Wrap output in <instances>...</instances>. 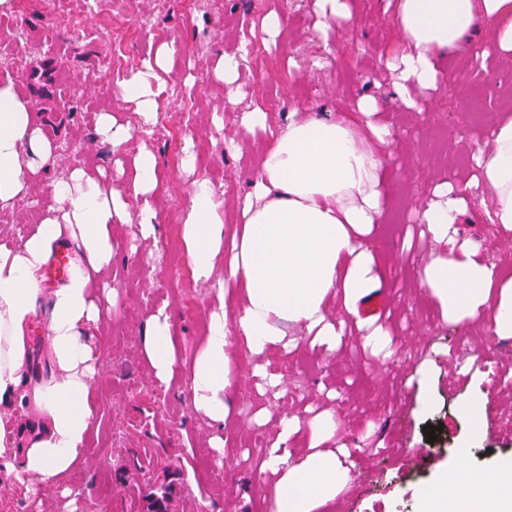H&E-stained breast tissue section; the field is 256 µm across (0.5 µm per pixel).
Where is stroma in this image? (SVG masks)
Masks as SVG:
<instances>
[{
  "mask_svg": "<svg viewBox=\"0 0 512 512\" xmlns=\"http://www.w3.org/2000/svg\"><path fill=\"white\" fill-rule=\"evenodd\" d=\"M388 0H354L353 28L334 26L328 39L315 36L313 0H32L10 27L0 28V77L21 85L37 104L45 134L60 161L40 176L33 196L0 211V241L18 240L41 223L40 204L49 182L75 167L119 177L122 156L94 140L99 113L111 109L134 127L129 152L146 148L156 159L166 189L155 205L156 238H142L138 224L118 225L124 250L106 278L115 290L102 305L98 374L94 384L97 429L82 463L58 486L29 494L13 474L19 460L0 458V512H142L144 498L161 474L177 488L178 512L205 502L210 512H259L266 505L265 474L253 464L270 448L280 416L310 421L336 412L334 436L299 430L298 457L326 449L345 465L360 466L359 484L347 485L319 512H419L422 495L442 474L460 466L491 474L501 457L512 456V335L491 336L484 348L471 337L483 323L446 318L420 288L417 275L435 252L416 213L440 180L465 181L472 152L512 114V60L491 57L487 70L466 56L443 63L445 82L404 107L384 57L393 33ZM271 13L286 26L276 41H264L261 25ZM175 47L174 79L155 121L140 126L120 83L154 55L161 43ZM249 54L231 84L216 80L219 55ZM381 101L382 119L402 140L391 158L395 171L384 223L369 241L390 270L389 306L378 323L389 333L380 350L365 345L353 319L340 308L330 317L342 334L335 351L311 346L288 328V350L253 355L244 340L232 345L236 387L224 426L198 415L185 392L186 368L201 347L216 280L186 281L191 265L182 226L190 207L194 174L209 178L224 203L227 230L252 192L258 159L282 133L292 111L315 105L327 112L351 110L357 98ZM262 107L267 131L242 136L244 111ZM199 156L197 173L182 167L186 143ZM489 203L473 193V209L460 224L461 238L477 241L498 256L501 231L487 218ZM173 314L177 369L159 381L142 356L145 321L159 309ZM460 362L449 387L443 362ZM265 375H256V367ZM480 403L484 428L474 432L462 412ZM268 421H260L261 411ZM438 426L429 440L425 425ZM224 441L223 451L211 446ZM423 458L410 469L401 460L414 449ZM221 463L222 485L201 480L206 463Z\"/></svg>",
  "mask_w": 512,
  "mask_h": 512,
  "instance_id": "obj_1",
  "label": "stroma"
}]
</instances>
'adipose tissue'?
Returning <instances> with one entry per match:
<instances>
[{
	"mask_svg": "<svg viewBox=\"0 0 512 512\" xmlns=\"http://www.w3.org/2000/svg\"><path fill=\"white\" fill-rule=\"evenodd\" d=\"M391 20L398 44L386 66L396 76L397 99L408 107L417 92L437 88L447 55L474 52L480 30L491 31L500 54L512 56V0H394ZM174 53L173 45L161 44L121 85L140 124L153 123L160 110ZM382 110L377 99L363 96L352 114L313 111L290 121L261 157L233 236L225 234L210 181L193 180L183 225L193 273L213 277L227 242L226 272L237 283L230 295L215 290L203 346L188 373L192 406L211 423L226 420L235 385L230 335L267 354L288 346L290 324L330 352L338 332L328 310L340 304L356 317L365 344L386 347V331L357 316L359 303L387 281L366 240L383 220L390 159L400 141L382 122ZM57 160L29 94L0 81V211L27 197L32 181ZM473 160L477 172L469 182L437 183L417 213L444 248L423 267L420 285L458 322L479 317L489 288H512L511 273L458 235L474 187L490 199L491 223L512 231L511 116L500 119ZM132 173L125 183L100 170L73 169L49 185L41 223L19 241L0 243V457H20L23 474L44 484H60L81 462L95 429L97 355L90 332L101 321L102 280L123 249L114 227L133 222L143 238L157 236L159 216L150 200L161 193L163 177L148 150L133 156ZM63 247L72 251L66 278L45 287L44 271ZM40 320L44 377L33 374L29 357L30 332ZM142 343L154 376L170 380L177 357L169 312L149 315ZM298 429L297 420L281 418L259 464L273 478L265 489L270 512H315L348 481L335 451L297 459L288 443ZM419 512H512V458L498 461L489 482L465 468L453 471L422 498Z\"/></svg>",
	"mask_w": 512,
	"mask_h": 512,
	"instance_id": "obj_1",
	"label": "adipose tissue"
}]
</instances>
